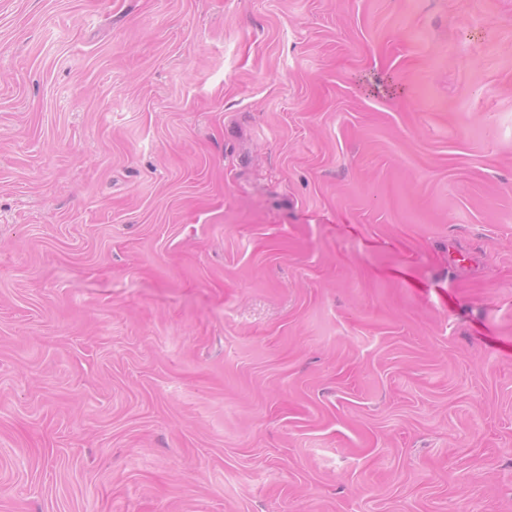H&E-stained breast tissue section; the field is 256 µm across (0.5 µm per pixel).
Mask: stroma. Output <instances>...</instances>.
<instances>
[{
	"mask_svg": "<svg viewBox=\"0 0 512 512\" xmlns=\"http://www.w3.org/2000/svg\"><path fill=\"white\" fill-rule=\"evenodd\" d=\"M0 512H512V0H0Z\"/></svg>",
	"mask_w": 512,
	"mask_h": 512,
	"instance_id": "35a3bbf8",
	"label": "stroma"
}]
</instances>
